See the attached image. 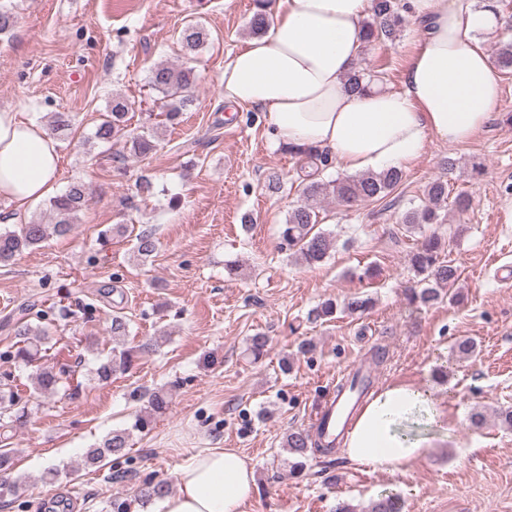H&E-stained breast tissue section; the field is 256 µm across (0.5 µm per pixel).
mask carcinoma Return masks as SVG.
Segmentation results:
<instances>
[{
    "label": "carcinoma",
    "mask_w": 512,
    "mask_h": 512,
    "mask_svg": "<svg viewBox=\"0 0 512 512\" xmlns=\"http://www.w3.org/2000/svg\"><path fill=\"white\" fill-rule=\"evenodd\" d=\"M257 10L249 22V31L253 35H262L267 30V18L263 11L262 0H257ZM401 0H373L371 18L363 23V39L367 44L373 42H394L404 27ZM209 39L206 28L197 21L186 23L179 32L178 41L184 55L196 53ZM494 66L501 70H512V42L503 44L492 58ZM197 76L194 68L182 63L158 64L151 70L149 85L151 89L163 95L160 115L172 125L179 123L181 115L194 103L192 89ZM135 102L124 96H115L103 114L94 138L101 141H125L129 152L136 157L147 156L158 148L159 140L154 130L142 133L128 131V114L133 111ZM285 150L299 156L311 167L317 169L328 165V154L313 147L287 146ZM403 179V172L398 168H389L382 172H365L358 176L336 178L323 181L313 171L305 174L300 182L301 203L288 213L285 223L280 226V248L299 257L302 264L314 267L322 264L330 251L335 247V238L331 233L319 227L322 218L320 211L322 201L334 199L341 204L351 206L357 202H377L393 193ZM448 180L438 177L431 181L425 191L424 200L416 207L401 213L399 226L405 232L414 234L423 225L445 223L448 207ZM88 192L85 184L75 182L61 195L52 197L46 204L50 221L40 218L30 220L15 230L0 229V263L13 260L17 255L28 249L39 247L50 236L63 237L68 235L85 209ZM447 243L438 232L424 234L417 240L415 248L410 252L409 263L417 277L416 284L404 291L408 303L432 306L443 297L455 301V294H443V291L454 287L459 279V269L452 261L445 259ZM156 250V240L150 233L143 232L136 236L134 252L141 260L148 259ZM374 305V299L367 294H354L341 301L328 298L318 304L311 312L314 320L326 321L336 313L350 316H361ZM68 316L71 311L62 306L59 309L49 307L36 313L37 322L19 321L14 327L12 349L4 352L3 357L18 365L28 366L44 358L49 351V336L45 322L54 313ZM129 321L124 315H112L109 332L114 346L112 352L101 360L94 370V375L101 383H107L117 373L129 370L139 355L148 353L155 347L154 342H145L136 347H126ZM269 337L256 333L249 339L247 352L257 360L267 352ZM72 370L66 364L43 363L37 366L32 378L33 391L37 395L56 394L66 388ZM11 374L0 375V427L13 428L25 424L31 412L27 405L20 403V397L10 384ZM370 382L361 376V369L341 384L337 393L345 389H360L365 392ZM130 398L136 402H145V408L134 416L133 422L122 429L108 433L97 446L86 449L84 465L94 467L106 459L117 460L127 456L131 449L132 436L143 434L151 429L157 418L166 414L171 406L170 394L162 389L149 391L136 387L130 392ZM334 441L321 442L309 431L296 428L288 431L283 442V450L288 454V464L293 472H301L305 460L318 452L331 456L336 452ZM171 491V483L166 480H155L152 477L143 479L136 489L138 500L148 505L154 500L164 497ZM336 512H402L400 499L387 496L370 502L357 510L347 504H340Z\"/></svg>",
    "instance_id": "carcinoma-1"
}]
</instances>
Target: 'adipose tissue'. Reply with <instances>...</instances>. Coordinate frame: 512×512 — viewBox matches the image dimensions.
<instances>
[{
    "instance_id": "obj_1",
    "label": "adipose tissue",
    "mask_w": 512,
    "mask_h": 512,
    "mask_svg": "<svg viewBox=\"0 0 512 512\" xmlns=\"http://www.w3.org/2000/svg\"><path fill=\"white\" fill-rule=\"evenodd\" d=\"M372 0H272L265 35L224 64V101L261 109L279 141L329 152L347 173L405 166L429 136L463 145L485 129L501 97L484 36L504 28L496 0H407L422 30L401 86L344 87L363 46ZM0 110V198L22 209L53 195L57 138L27 115ZM430 391L392 383L372 393L343 442L354 464L402 473L430 446L414 425L443 426ZM257 492L253 466L229 448H208L182 466L153 512H243Z\"/></svg>"
}]
</instances>
